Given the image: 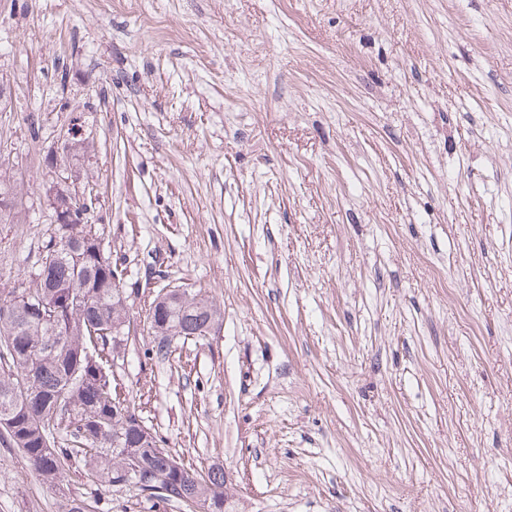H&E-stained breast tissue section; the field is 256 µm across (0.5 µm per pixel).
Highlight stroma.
Wrapping results in <instances>:
<instances>
[{
	"label": "stroma",
	"instance_id": "35a3bbf8",
	"mask_svg": "<svg viewBox=\"0 0 512 512\" xmlns=\"http://www.w3.org/2000/svg\"><path fill=\"white\" fill-rule=\"evenodd\" d=\"M0 82V285L92 181L131 317L220 307L118 374L224 512H512V0H0ZM63 493L184 512L0 446V512ZM54 193L51 199V205L55 213V224H72L73 226L81 225V231L94 237L96 241L101 243L92 224H74L73 213L76 207H79L83 201L79 195L70 193L61 183L54 186ZM221 310L217 308V305L213 303L208 297L197 293H190L187 290H183L181 295H172L171 301L165 305V311L160 314L161 320L155 321L156 326H153L152 321L149 322L148 329L153 330V334L156 339L153 338L155 343L169 344L172 345L174 337H166L168 340H163V336L172 329H180L174 332L177 336L176 340H183V343L187 340H203L208 336L212 330V327L203 328L202 335L196 334L197 331L201 330L207 323L214 325L221 318ZM162 336V337H161ZM152 345V355L157 361H165L171 354L170 348H165L158 345Z\"/></svg>",
	"mask_w": 512,
	"mask_h": 512
}]
</instances>
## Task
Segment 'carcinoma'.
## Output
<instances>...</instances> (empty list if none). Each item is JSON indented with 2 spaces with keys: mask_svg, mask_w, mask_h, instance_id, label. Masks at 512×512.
I'll return each mask as SVG.
<instances>
[{
  "mask_svg": "<svg viewBox=\"0 0 512 512\" xmlns=\"http://www.w3.org/2000/svg\"><path fill=\"white\" fill-rule=\"evenodd\" d=\"M45 287L0 290V441L18 449L42 480L58 486L66 467L79 459L99 481L114 487L126 483L129 469L147 476L138 491L185 508L186 512H224V469L192 467L160 446L137 447L135 436L112 440V401L118 382L104 357L112 337L102 327L127 320L128 313L112 288V263L77 266L62 246L47 245L40 268ZM156 336L179 330L177 339L215 324L221 310L208 297L187 290L172 296L165 311L146 310ZM117 417L141 416V403L130 395ZM59 512H90V505L66 494Z\"/></svg>",
  "mask_w": 512,
  "mask_h": 512,
  "instance_id": "cac0c4a2",
  "label": "carcinoma"
}]
</instances>
